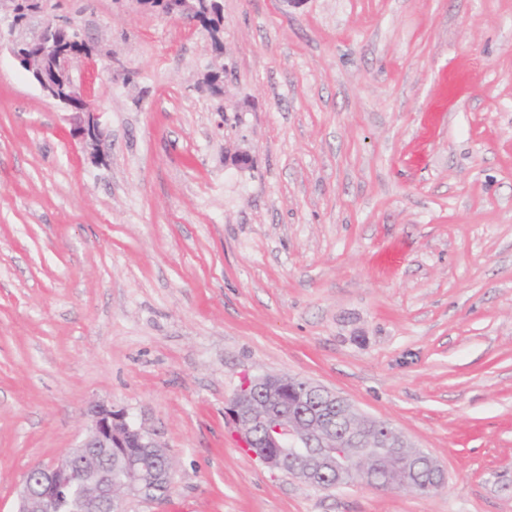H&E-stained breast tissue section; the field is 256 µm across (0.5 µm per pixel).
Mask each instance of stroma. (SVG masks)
Masks as SVG:
<instances>
[{
  "label": "stroma",
  "instance_id": "obj_1",
  "mask_svg": "<svg viewBox=\"0 0 512 512\" xmlns=\"http://www.w3.org/2000/svg\"><path fill=\"white\" fill-rule=\"evenodd\" d=\"M52 2L106 136L75 145L0 53V512L93 405L173 460L126 512H512V0H219L215 38ZM266 373L391 423L445 487L265 467L227 408Z\"/></svg>",
  "mask_w": 512,
  "mask_h": 512
}]
</instances>
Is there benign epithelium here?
Wrapping results in <instances>:
<instances>
[{
	"instance_id": "obj_1",
	"label": "benign epithelium",
	"mask_w": 512,
	"mask_h": 512,
	"mask_svg": "<svg viewBox=\"0 0 512 512\" xmlns=\"http://www.w3.org/2000/svg\"><path fill=\"white\" fill-rule=\"evenodd\" d=\"M201 0H163L162 13L194 20ZM32 0H0V51L8 50L19 67L38 85L43 95L62 104L73 114L72 137L81 145L95 146L104 135L100 115L89 104L75 106L73 98L83 96L74 71L93 55H77L64 47L62 32L66 26L41 19L36 30L31 19L42 12L31 7ZM285 375L246 376L234 393L228 415L237 427L246 450L272 469L285 471L310 486L342 487L347 477L352 453L364 452L372 462L370 469L359 475L377 489L390 488L381 476L404 474L401 488L412 492L416 485L411 473L412 461L402 455L410 447L406 437L393 430L397 445L388 452H375L364 436L368 427L387 431L390 425L358 413L344 397L329 392L343 411L346 431L341 440H325L335 434L336 418L325 413L310 414L295 409L288 401ZM327 441V446L313 454L312 445ZM144 449L152 459L170 458L155 431L129 419L123 410L104 405L87 413L86 432L81 441L64 455L47 464L29 468L22 477L17 512H56L66 502L76 512H125V499L112 491V466L124 473L123 490L129 496L144 498L150 486L173 485L174 468L152 466L141 456L127 451L130 442ZM427 477L431 488L440 490L447 483L445 468L437 462L429 465Z\"/></svg>"
}]
</instances>
